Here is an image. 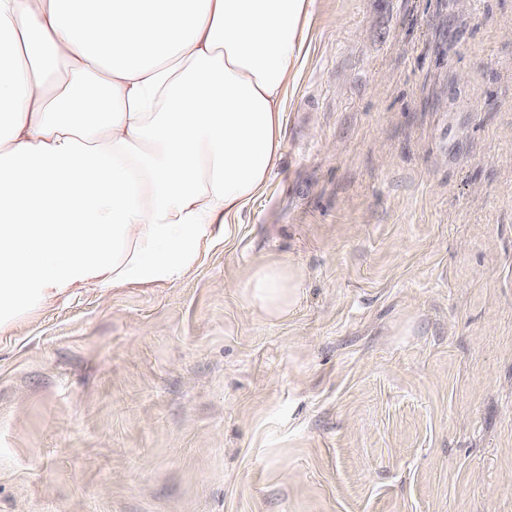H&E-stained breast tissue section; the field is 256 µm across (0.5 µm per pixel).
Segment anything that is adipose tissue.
Masks as SVG:
<instances>
[{
  "mask_svg": "<svg viewBox=\"0 0 512 512\" xmlns=\"http://www.w3.org/2000/svg\"><path fill=\"white\" fill-rule=\"evenodd\" d=\"M312 0H0V334L82 290L180 281L284 141ZM95 66V84L47 76ZM296 273L245 296L290 307Z\"/></svg>",
  "mask_w": 512,
  "mask_h": 512,
  "instance_id": "adipose-tissue-1",
  "label": "adipose tissue"
}]
</instances>
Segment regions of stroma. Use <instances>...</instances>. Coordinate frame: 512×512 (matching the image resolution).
Instances as JSON below:
<instances>
[{"mask_svg":"<svg viewBox=\"0 0 512 512\" xmlns=\"http://www.w3.org/2000/svg\"><path fill=\"white\" fill-rule=\"evenodd\" d=\"M283 112L181 281L0 337V512H512V0H313ZM245 296L253 306L270 316L290 307L296 289V272L288 265L260 268L246 285Z\"/></svg>","mask_w":512,"mask_h":512,"instance_id":"35a3bbf8","label":"stroma"}]
</instances>
